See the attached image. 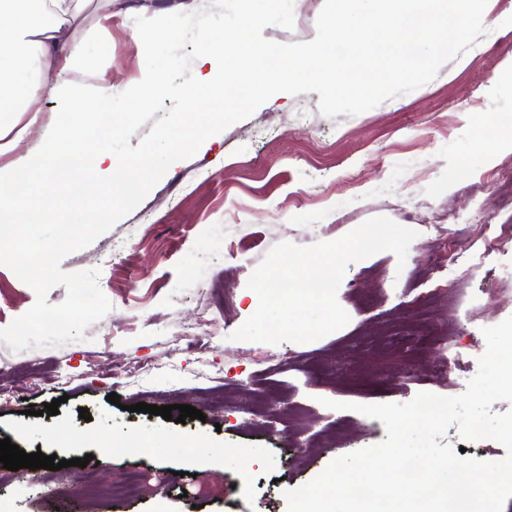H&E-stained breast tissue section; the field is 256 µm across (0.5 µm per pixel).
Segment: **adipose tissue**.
Returning a JSON list of instances; mask_svg holds the SVG:
<instances>
[{"label": "adipose tissue", "instance_id": "adipose-tissue-1", "mask_svg": "<svg viewBox=\"0 0 512 512\" xmlns=\"http://www.w3.org/2000/svg\"><path fill=\"white\" fill-rule=\"evenodd\" d=\"M82 8L83 0H0V156L29 137L32 125L21 117L33 112L38 91L51 87L60 106L54 130L41 144L47 168L58 172L78 162L98 176L104 200L126 199L147 191L154 176L172 162L187 142V126L173 117L148 146L147 160L135 167L133 179L120 185L110 176L117 164L113 147L129 135L130 121L108 124L92 146L71 138L72 129L83 123L81 105L91 102L107 113L133 109L131 94L113 85L97 47L79 32L75 21Z\"/></svg>", "mask_w": 512, "mask_h": 512}]
</instances>
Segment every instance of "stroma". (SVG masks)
<instances>
[{"label": "stroma", "instance_id": "35a3bbf8", "mask_svg": "<svg viewBox=\"0 0 512 512\" xmlns=\"http://www.w3.org/2000/svg\"><path fill=\"white\" fill-rule=\"evenodd\" d=\"M211 0H112L98 52L114 84L145 74L134 19L210 7ZM324 0H295L292 28L264 38L306 42ZM512 29L481 38L465 62L445 63L419 89L357 115L327 117L318 93H278L249 118L174 163L145 200L89 246L61 262L96 269L112 308L79 341L12 350L0 341V440L69 460L52 471L0 468V512H288L284 493L337 457L381 443L383 423L359 404L406 403L417 393L462 394L486 350L482 334L512 316V235L485 252L486 216L512 225L498 187L470 186L512 162L473 159L480 131L512 114ZM38 121L1 164L34 154L59 102L43 89ZM384 216L418 231L405 261L390 251L348 265L337 300L342 329L309 343L234 341L249 316L247 282L276 244L337 239ZM467 258L449 257V242ZM34 290L0 265V328L35 303ZM467 350L436 372L439 347ZM117 394L118 404L107 400ZM60 399L59 412L44 415ZM344 403L336 411L324 400ZM188 404L202 419L175 423L132 404ZM88 409L90 420L79 417ZM132 435L172 448L125 447ZM111 446H102V438ZM206 438L224 458L199 464L185 445ZM257 448L260 459L248 451ZM93 455L86 467L75 459ZM139 470L161 486L122 493ZM223 495L197 501L195 480Z\"/></svg>", "mask_w": 512, "mask_h": 512}]
</instances>
